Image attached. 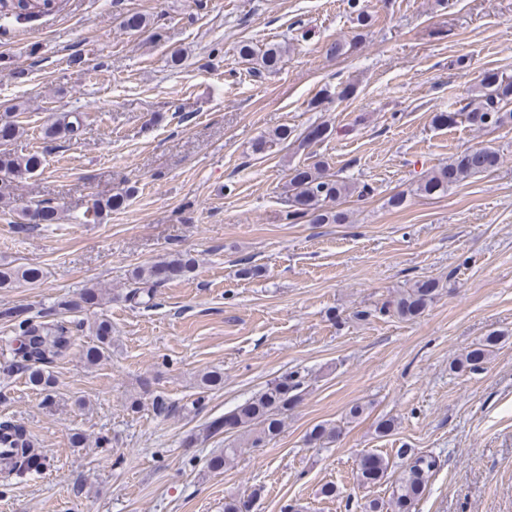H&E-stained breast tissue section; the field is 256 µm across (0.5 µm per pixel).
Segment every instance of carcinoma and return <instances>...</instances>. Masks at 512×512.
<instances>
[{"mask_svg":"<svg viewBox=\"0 0 512 512\" xmlns=\"http://www.w3.org/2000/svg\"><path fill=\"white\" fill-rule=\"evenodd\" d=\"M49 14L39 4H22V0L0 2V25L7 26L22 20H29ZM123 27L132 32H140L149 25L145 15L130 13L122 20ZM286 53L280 43H271L264 50L256 51L254 47L243 42L239 45V57L247 62H255L252 73H272L279 66ZM462 117L470 125L478 128L499 127L512 123V78L491 82L480 80L475 98L457 112H440L434 122L446 126ZM81 112H64L55 122L46 128L45 136L51 140L77 135L83 126ZM328 127L317 125L302 137H294L293 130L282 125L273 130L269 136L260 140L254 152L262 154L274 146L288 148L298 144L302 148L307 144L323 139ZM19 125L11 120L10 113L0 116V173L11 179L23 178L35 174L43 165L42 155L38 152L27 154L11 153L3 146L16 139ZM499 164V155L486 147H470L448 164L434 171L418 186V191L429 196L443 195L448 188L468 178L487 173ZM351 186L327 173L326 164L316 162L313 165L295 167L288 174L286 185L287 203L291 207L290 217L308 218L312 224H342L346 214L328 208L347 196ZM128 197L124 190L105 199L96 200L92 205L93 214L99 215L104 210L118 208ZM192 270V259L183 254L171 255L151 264L140 266L133 272L136 287L129 291L128 298L136 305L148 304L153 299L152 288L162 281L179 279ZM42 279V271L35 266L0 265V289L18 288L22 285L35 286ZM439 281L429 279L415 283L381 307L383 313L397 314L402 318L419 317L438 294ZM99 302V290L87 288L75 300H64L57 305L54 314L81 313ZM0 317L8 322L18 323L19 343L8 344L13 365L21 369L27 377L28 384L45 394V401L51 400L53 378L46 366L68 355L74 332H88L93 343L86 347L84 360L93 365L112 350V323L107 319L77 321L54 318L38 320L23 317V312L7 308L0 311ZM499 342L495 333L488 334L477 346L464 353L456 362L457 369L475 370L487 359L491 348ZM224 385V374L218 370L204 372L199 377V386L206 389H219ZM304 381L297 372L282 375L255 396L232 411L224 418L207 423L190 439L202 443L222 432L236 437L239 444L224 449V455L210 459L209 467L221 470L224 465L234 460L240 451V445L261 448L274 440L284 427V418L302 400ZM339 437V431L323 424L314 426L308 433V441L323 446L333 443ZM0 448H9L12 457L10 464L0 468V479L6 483L20 482L42 465V453L35 448L26 430L11 422L0 423ZM396 457L400 460L402 471L392 486L387 502L376 500L369 503V512H411L415 502L421 497L428 479L440 467L438 457L432 454L416 453L411 448H399ZM394 466L391 458L380 453L365 451L356 459V480L361 486L379 484ZM255 494L246 498L232 496L224 502V512H250V505Z\"/></svg>","mask_w":512,"mask_h":512,"instance_id":"carcinoma-1","label":"carcinoma"}]
</instances>
